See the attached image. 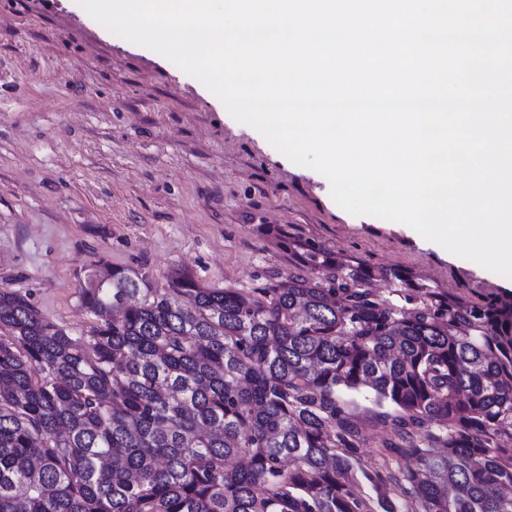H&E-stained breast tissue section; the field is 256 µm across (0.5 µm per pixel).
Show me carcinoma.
Instances as JSON below:
<instances>
[{"label":"carcinoma","instance_id":"1","mask_svg":"<svg viewBox=\"0 0 512 512\" xmlns=\"http://www.w3.org/2000/svg\"><path fill=\"white\" fill-rule=\"evenodd\" d=\"M259 229L307 274L89 269L79 337L0 286V512H512V302L395 273L398 307L374 268ZM362 391L414 468L360 467Z\"/></svg>","mask_w":512,"mask_h":512}]
</instances>
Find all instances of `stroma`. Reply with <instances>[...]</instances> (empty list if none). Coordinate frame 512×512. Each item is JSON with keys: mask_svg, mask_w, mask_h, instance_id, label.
<instances>
[{"mask_svg": "<svg viewBox=\"0 0 512 512\" xmlns=\"http://www.w3.org/2000/svg\"><path fill=\"white\" fill-rule=\"evenodd\" d=\"M261 224L390 271L372 287L399 306L400 275L472 302L512 299V278L421 244L405 224L342 209L323 175L78 0H0V284L78 335L93 322L79 280L100 262L160 282L185 269L215 288H260L271 270L294 272ZM347 403L364 429L363 466L404 469L408 455L379 456L373 401Z\"/></svg>", "mask_w": 512, "mask_h": 512, "instance_id": "stroma-1", "label": "stroma"}]
</instances>
